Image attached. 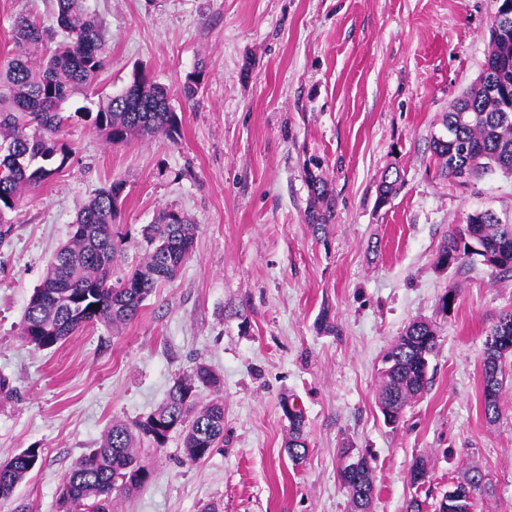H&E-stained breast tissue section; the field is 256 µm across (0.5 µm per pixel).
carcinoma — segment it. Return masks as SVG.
Wrapping results in <instances>:
<instances>
[{
	"instance_id": "1",
	"label": "carcinoma",
	"mask_w": 512,
	"mask_h": 512,
	"mask_svg": "<svg viewBox=\"0 0 512 512\" xmlns=\"http://www.w3.org/2000/svg\"><path fill=\"white\" fill-rule=\"evenodd\" d=\"M55 32L62 40L48 46L45 28L28 15L13 25L15 51L0 67V238L7 235L5 214L15 210L23 194L48 183L63 168L71 149L60 133L69 117L65 104L93 87L105 67L108 48L99 19L86 12L83 0H56ZM504 62L489 90L476 80L443 113V132L431 138V149L442 171L459 182L496 168L512 171V39L489 37L485 62ZM203 69L190 73L182 86L186 99L201 85ZM93 126L107 143L121 144L135 135L160 136L171 143L181 138L182 118L171 105L168 88L134 72L118 93L106 98L94 114ZM309 205L306 222L318 232L331 223L336 199L328 183L306 173ZM399 171L376 184L375 206L382 207L401 190ZM125 183L114 180L100 189L76 215L71 236L56 251L41 282L31 295L21 321L22 341L39 350L64 342L77 330L96 323L108 327L128 324L138 317L158 284L177 277L194 249L196 226L183 213L164 212L143 229L149 250L142 267L112 281V265L123 251L113 224L123 203ZM482 251H470L472 240ZM478 256L492 257L495 272H512V224L490 212H475L467 223L448 231L434 257L447 269ZM489 335L505 336L509 343L485 341L483 351V411L488 419L499 415L500 399H488V389L503 392L504 363L512 355V312L499 316ZM437 346L434 325L415 319L383 357L378 395L383 420L399 422L408 402L429 383L430 358ZM217 393L198 405L197 387ZM223 380L200 363L189 377L177 378L165 403L143 420L116 422L98 447L77 458L66 472L59 492L62 512H111L112 494L130 493L150 477L137 456L140 442L165 447L178 432L185 459L196 463L224 446V401L218 392ZM288 456L299 461L308 451L304 416L288 417ZM42 461V448L31 446L0 460V499L12 498L17 486ZM455 512H476L477 495L488 489L485 474L470 469L457 482Z\"/></svg>"
}]
</instances>
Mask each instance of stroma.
Here are the masks:
<instances>
[{
    "label": "stroma",
    "instance_id": "stroma-1",
    "mask_svg": "<svg viewBox=\"0 0 512 512\" xmlns=\"http://www.w3.org/2000/svg\"><path fill=\"white\" fill-rule=\"evenodd\" d=\"M55 0H0V66L22 13L52 26ZM106 27L98 95L73 96L67 165L5 216L0 239V459L39 446L40 466L0 500L58 512L63 477L112 422L146 418L197 363L223 379L224 446L196 464L178 434L145 448L151 476L112 512H351L340 449L371 455L370 512L436 503L466 469L486 474L477 512H512V361L500 413L482 412L481 360L496 317L512 311V273L480 259L441 269L434 256L469 214L512 221V173L459 184L438 169V118L478 77L494 0H85ZM202 70L193 99L181 88ZM166 86L182 137L108 145L78 107L97 111L134 71ZM332 189L331 224L305 211L307 168ZM400 192L376 208L390 168ZM125 181L115 219L140 264L142 230L164 211L197 226L194 251L132 322L79 329L50 350L22 343L26 305L78 210ZM456 288L455 303L440 299ZM329 314L335 332L318 327ZM438 341L427 389L397 427L378 409L382 359L414 319ZM305 413L308 455L285 450L284 401ZM429 479L412 488L415 458Z\"/></svg>",
    "mask_w": 512,
    "mask_h": 512
}]
</instances>
